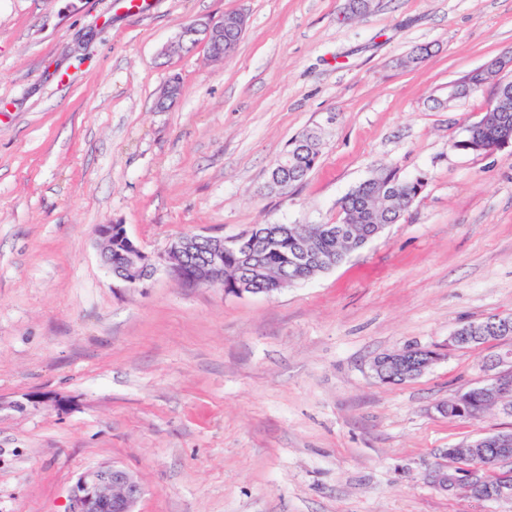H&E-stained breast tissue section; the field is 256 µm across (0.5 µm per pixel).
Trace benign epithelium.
<instances>
[{
    "label": "benign epithelium",
    "mask_w": 512,
    "mask_h": 512,
    "mask_svg": "<svg viewBox=\"0 0 512 512\" xmlns=\"http://www.w3.org/2000/svg\"><path fill=\"white\" fill-rule=\"evenodd\" d=\"M245 18L242 14H229L218 21L197 19L184 25L177 37L182 45L192 37L203 38L211 44L210 59L214 63H224L234 49V35L243 34ZM290 154L283 152L274 161L269 171L268 187L285 193L292 186L285 173L288 172ZM99 240L107 245L108 252H100V260L107 270H112V260H117L120 269L115 279L125 288H142L149 281L158 266L174 279L190 287L224 288V294L245 296L253 293L245 284H224V254H233L238 261L250 259L258 239L248 232L234 238H220L197 234L191 239L178 238L171 242L167 250L155 258L145 252L132 239L122 224H102L96 230ZM193 253L199 254L204 266L208 268L207 278L197 279L186 274L185 258ZM481 328L489 336H507L512 333V325L492 316L481 323ZM504 370L496 373L491 382L469 387L460 391L453 399L459 404L472 391H478L483 397L498 400L501 393L512 392V350L508 349L491 360L490 367ZM464 469L468 488L477 499L512 498V484L504 482L496 486L486 484L484 466L468 461ZM143 492L142 485L135 474L119 465H101L85 471L77 479L69 496L68 512H134V506Z\"/></svg>",
    "instance_id": "benign-epithelium-1"
}]
</instances>
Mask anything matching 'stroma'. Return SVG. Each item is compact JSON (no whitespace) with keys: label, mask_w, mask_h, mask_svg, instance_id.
I'll return each mask as SVG.
<instances>
[{"label":"stroma","mask_w":512,"mask_h":512,"mask_svg":"<svg viewBox=\"0 0 512 512\" xmlns=\"http://www.w3.org/2000/svg\"><path fill=\"white\" fill-rule=\"evenodd\" d=\"M0 0V512H67L87 469L143 486L135 512H512L445 451L512 431L444 407L486 383L512 341L454 331L512 318V144L454 148L497 84L448 85L512 57V0ZM240 12L225 63L176 47L195 18ZM431 53L421 62L418 47ZM181 95L156 100L170 77ZM319 159L286 193L272 162L306 130ZM419 198L339 265L271 296L188 288L157 270L127 289L95 230L162 254L185 235L333 224L382 170ZM436 351L386 384L371 365ZM38 394L44 403L14 409Z\"/></svg>","instance_id":"stroma-1"}]
</instances>
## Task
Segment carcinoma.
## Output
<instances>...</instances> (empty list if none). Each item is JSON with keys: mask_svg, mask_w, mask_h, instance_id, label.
Wrapping results in <instances>:
<instances>
[{"mask_svg": "<svg viewBox=\"0 0 512 512\" xmlns=\"http://www.w3.org/2000/svg\"><path fill=\"white\" fill-rule=\"evenodd\" d=\"M494 77V72H481L470 77V81L461 90V97L466 98L478 92L483 85ZM512 137V111L504 114L490 108L484 118L471 125L468 135L460 140V150L473 152L481 146L493 149L501 139ZM288 150L296 152L295 174L302 182L315 166L319 155L318 136L305 133L288 146ZM406 191L404 180L393 170H385L364 181L349 192L341 202L342 218L339 225L350 227L349 234L342 238L327 232V224H305L298 228L293 224H264L255 228L260 239L269 240V244L254 252L251 267L242 268L231 256L224 257V279H250L256 288H268L279 278H296L306 280L327 270L325 264L291 266L286 263L285 256L294 250H306L329 261L347 256L350 252L363 247L376 237L384 226L395 223L404 203ZM470 412L461 414L448 408L446 414L450 418L469 419L492 409L485 404V399L474 395L466 401ZM469 447L477 449V460L486 467H493L499 462L500 452L495 450L496 444L490 436L473 440Z\"/></svg>", "mask_w": 512, "mask_h": 512, "instance_id": "cac0c4a2", "label": "carcinoma"}]
</instances>
